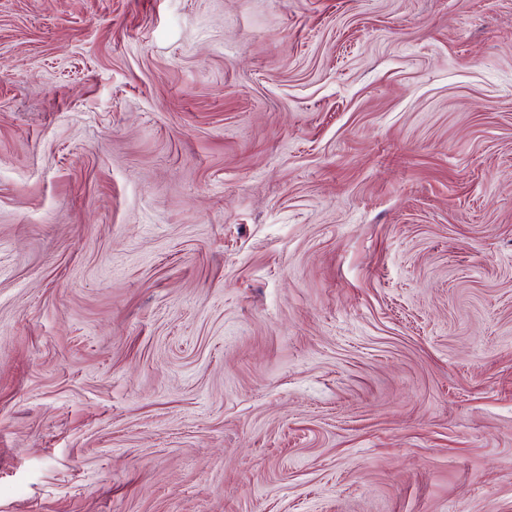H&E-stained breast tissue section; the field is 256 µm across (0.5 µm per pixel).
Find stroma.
<instances>
[{
  "label": "stroma",
  "mask_w": 512,
  "mask_h": 512,
  "mask_svg": "<svg viewBox=\"0 0 512 512\" xmlns=\"http://www.w3.org/2000/svg\"><path fill=\"white\" fill-rule=\"evenodd\" d=\"M0 512H512V0H0Z\"/></svg>",
  "instance_id": "obj_1"
}]
</instances>
